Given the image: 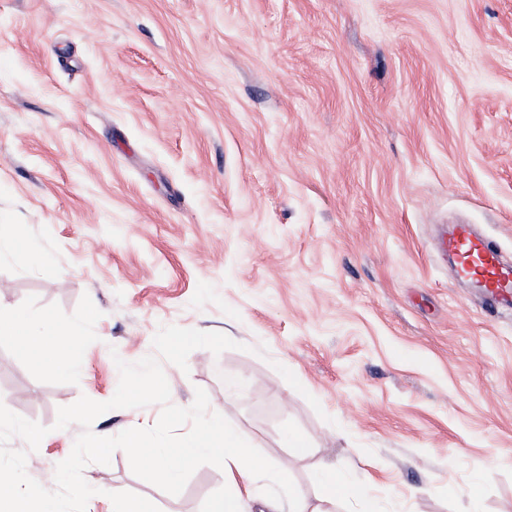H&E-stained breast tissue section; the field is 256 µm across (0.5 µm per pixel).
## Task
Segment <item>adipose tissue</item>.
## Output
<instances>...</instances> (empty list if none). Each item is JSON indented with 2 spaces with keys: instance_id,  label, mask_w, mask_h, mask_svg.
Instances as JSON below:
<instances>
[{
  "instance_id": "1",
  "label": "adipose tissue",
  "mask_w": 512,
  "mask_h": 512,
  "mask_svg": "<svg viewBox=\"0 0 512 512\" xmlns=\"http://www.w3.org/2000/svg\"><path fill=\"white\" fill-rule=\"evenodd\" d=\"M31 323L32 316L26 310L0 311L1 336L20 337L27 347L41 354L63 350L69 358V369L80 370L76 324L59 325L46 318L34 332L30 329ZM124 450L139 459L153 479L170 486L175 485L179 475L198 459L208 456L222 459L228 491L211 503L208 512H241L243 502L252 496L255 479L265 476L287 489L291 512H307L305 499L292 489L287 472L245 447L238 430L217 416L200 418L195 431L180 448L157 447L143 430L136 428L128 434Z\"/></svg>"
}]
</instances>
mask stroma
I'll return each mask as SVG.
<instances>
[{
	"label": "stroma",
	"mask_w": 512,
	"mask_h": 512,
	"mask_svg": "<svg viewBox=\"0 0 512 512\" xmlns=\"http://www.w3.org/2000/svg\"><path fill=\"white\" fill-rule=\"evenodd\" d=\"M0 212L53 259L0 253V308L80 324L75 375L0 335V402L49 429L9 443L35 481L82 432L59 408L177 325L237 346L163 363L172 403L203 389L306 498L320 461L364 486L334 512H512V306L434 248L473 224L512 257V0H0ZM83 477L86 512L225 491L216 457Z\"/></svg>",
	"instance_id": "35a3bbf8"
}]
</instances>
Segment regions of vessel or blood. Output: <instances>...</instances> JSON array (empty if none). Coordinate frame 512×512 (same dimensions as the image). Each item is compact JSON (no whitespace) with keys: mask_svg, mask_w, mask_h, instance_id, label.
I'll return each mask as SVG.
<instances>
[{"mask_svg":"<svg viewBox=\"0 0 512 512\" xmlns=\"http://www.w3.org/2000/svg\"><path fill=\"white\" fill-rule=\"evenodd\" d=\"M439 248L452 256L456 276L481 288L489 305L512 300V262L504 261L497 247L477 235L471 225H449Z\"/></svg>","mask_w":512,"mask_h":512,"instance_id":"1","label":"vessel or blood"}]
</instances>
